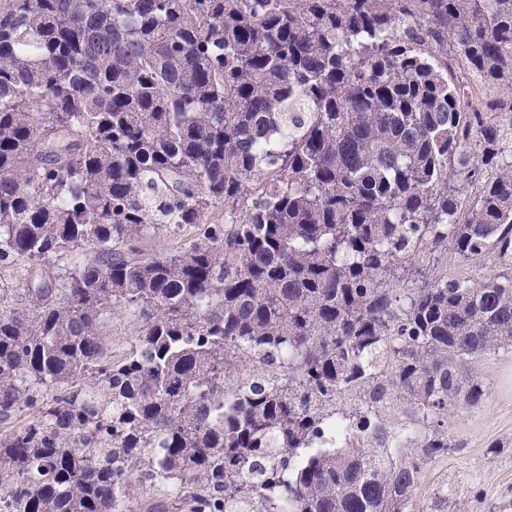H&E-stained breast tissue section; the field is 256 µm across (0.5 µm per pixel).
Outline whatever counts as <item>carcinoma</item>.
Masks as SVG:
<instances>
[{
  "instance_id": "1",
  "label": "carcinoma",
  "mask_w": 512,
  "mask_h": 512,
  "mask_svg": "<svg viewBox=\"0 0 512 512\" xmlns=\"http://www.w3.org/2000/svg\"><path fill=\"white\" fill-rule=\"evenodd\" d=\"M509 346L512 0H0V512H408ZM206 225L196 224L191 227L179 229L176 232H162L145 242V248L156 254L167 255L179 251L186 244L196 240L199 231H204ZM439 266L444 273H448V277L474 278L478 279L482 276L492 274L497 271L492 258H482L481 260L464 261L459 259L451 250L440 259ZM103 335L111 341V352L115 357L122 356L131 348L138 331V323L128 312L114 311L106 319L102 329Z\"/></svg>"
}]
</instances>
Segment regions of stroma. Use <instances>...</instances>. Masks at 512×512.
<instances>
[{"mask_svg":"<svg viewBox=\"0 0 512 512\" xmlns=\"http://www.w3.org/2000/svg\"><path fill=\"white\" fill-rule=\"evenodd\" d=\"M476 370L488 398L449 416L454 446L426 467L410 512H512V348Z\"/></svg>","mask_w":512,"mask_h":512,"instance_id":"35a3bbf8","label":"stroma"}]
</instances>
